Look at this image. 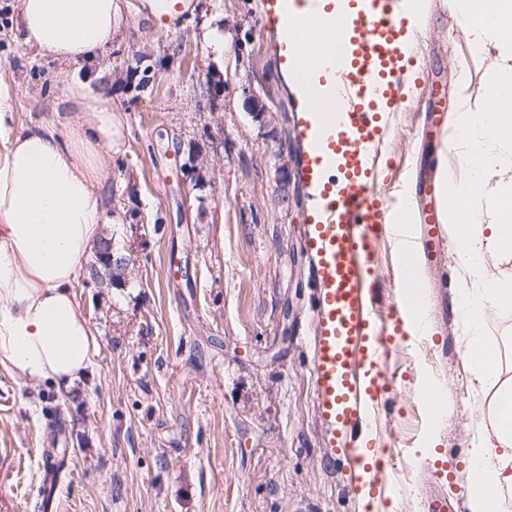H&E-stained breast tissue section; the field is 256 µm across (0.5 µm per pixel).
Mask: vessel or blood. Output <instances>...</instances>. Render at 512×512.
<instances>
[{
    "label": "vessel or blood",
    "instance_id": "1",
    "mask_svg": "<svg viewBox=\"0 0 512 512\" xmlns=\"http://www.w3.org/2000/svg\"><path fill=\"white\" fill-rule=\"evenodd\" d=\"M335 0H267L265 21L289 27L304 50L311 78H324L329 95L309 94L301 108L315 114L303 126L310 139L303 175L316 190L310 196L317 297L312 375L318 408L330 442L353 470L368 474L370 498L382 499L390 485L382 449L354 442V432L394 388L387 361L402 341L418 337L423 324L403 298L391 305V326L378 324L370 304L372 257L381 237L399 254L421 259L425 244L443 239L442 228L426 225L425 240L407 241L375 178L379 149L394 114L401 111L409 81L406 19L400 0H349L355 18L337 14ZM60 476L56 462L42 465L41 512H57Z\"/></svg>",
    "mask_w": 512,
    "mask_h": 512
}]
</instances>
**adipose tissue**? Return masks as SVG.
I'll use <instances>...</instances> for the list:
<instances>
[{
	"label": "adipose tissue",
	"instance_id": "ef3b65f1",
	"mask_svg": "<svg viewBox=\"0 0 512 512\" xmlns=\"http://www.w3.org/2000/svg\"><path fill=\"white\" fill-rule=\"evenodd\" d=\"M472 46L494 57L497 96L484 109L455 112L466 174L450 191L460 226L455 246L461 302L475 318L512 308V0H455ZM200 0H20L25 44L44 55L92 62L128 18L174 30ZM9 85L0 82V368L30 381L71 385L96 343L74 288L110 218L99 186L121 133L112 111L71 87L70 111L53 125L12 129ZM474 337L466 361L490 391V433L470 450L469 512H512V378Z\"/></svg>",
	"mask_w": 512,
	"mask_h": 512
}]
</instances>
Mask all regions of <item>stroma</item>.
Segmentation results:
<instances>
[{
  "instance_id": "stroma-1",
  "label": "stroma",
  "mask_w": 512,
  "mask_h": 512,
  "mask_svg": "<svg viewBox=\"0 0 512 512\" xmlns=\"http://www.w3.org/2000/svg\"><path fill=\"white\" fill-rule=\"evenodd\" d=\"M265 0H202L175 31L129 28L94 62L54 59L23 43L19 0H0V80L14 91L15 126L48 124L71 83L112 108L123 134L104 178L107 212L140 225L106 231L131 258L112 288L80 279L79 308L96 350L80 383L64 388L0 369V512H39L41 455L65 465L58 512H467L468 468L482 398L464 364L471 337L458 307V226L443 182L463 174L452 125L457 79L471 111L485 106L492 57L476 52L459 13L429 0L412 53L419 82L382 146L378 187L411 190L417 224L446 239L426 262L429 326L404 342L394 389L370 433L392 457L387 500L349 489L351 470L328 453L311 373L316 284L306 248L308 157L298 99L280 73ZM224 30L216 57L201 39ZM144 56L152 80L118 77ZM224 95L211 99L208 76ZM204 159V178L183 165ZM182 277L169 283L167 270ZM403 276L389 244L375 258L374 308L387 316ZM483 335L512 372V309L488 313ZM446 409L427 411L426 388Z\"/></svg>"
}]
</instances>
